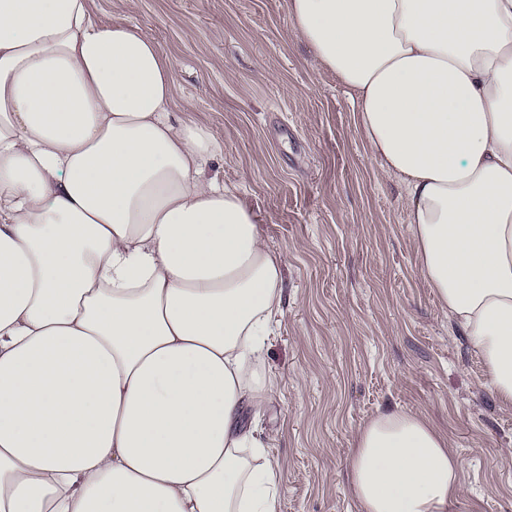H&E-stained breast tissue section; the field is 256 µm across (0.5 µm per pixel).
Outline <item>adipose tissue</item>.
I'll list each match as a JSON object with an SVG mask.
<instances>
[{"label":"adipose tissue","mask_w":512,"mask_h":512,"mask_svg":"<svg viewBox=\"0 0 512 512\" xmlns=\"http://www.w3.org/2000/svg\"><path fill=\"white\" fill-rule=\"evenodd\" d=\"M93 0H0V512H277L245 423L286 257L174 66ZM381 168L420 273L512 405V0H287ZM460 462L398 408L363 425L359 512H448Z\"/></svg>","instance_id":"obj_1"}]
</instances>
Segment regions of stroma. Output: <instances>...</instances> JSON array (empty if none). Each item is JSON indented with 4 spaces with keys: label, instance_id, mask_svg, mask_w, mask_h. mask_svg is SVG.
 Returning a JSON list of instances; mask_svg holds the SVG:
<instances>
[{
    "label": "stroma",
    "instance_id": "obj_1",
    "mask_svg": "<svg viewBox=\"0 0 512 512\" xmlns=\"http://www.w3.org/2000/svg\"><path fill=\"white\" fill-rule=\"evenodd\" d=\"M171 57L176 117L224 144L208 176L237 186L288 267L252 415L280 466L279 512H358V429L379 411L426 418L460 458L448 512H512V407L419 271L402 185L374 159L354 105L294 33L284 0H93Z\"/></svg>",
    "mask_w": 512,
    "mask_h": 512
}]
</instances>
